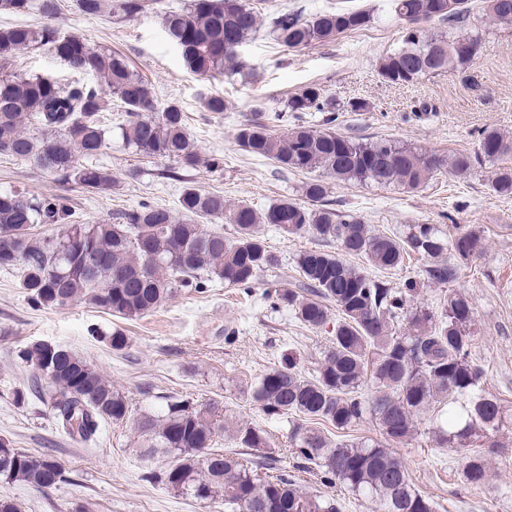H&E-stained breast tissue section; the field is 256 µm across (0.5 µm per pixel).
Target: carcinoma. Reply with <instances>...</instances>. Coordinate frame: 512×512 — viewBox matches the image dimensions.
<instances>
[{
	"instance_id": "obj_1",
	"label": "carcinoma",
	"mask_w": 512,
	"mask_h": 512,
	"mask_svg": "<svg viewBox=\"0 0 512 512\" xmlns=\"http://www.w3.org/2000/svg\"><path fill=\"white\" fill-rule=\"evenodd\" d=\"M466 2L393 0V6L402 19L458 24L469 19ZM75 6L85 15L127 19L155 10L185 66L203 77L248 71L238 49L263 27L279 45L300 50L362 30L370 20L365 11L345 7L309 16L295 10L265 13L252 0H190L180 10L164 8L163 0H76ZM62 7V0H0V15L36 12L48 19ZM482 11L493 22H512V0H484ZM43 47L70 71L92 75L99 83L62 84L12 68L19 53ZM481 50L482 41L473 35L410 28L402 46L383 56L378 73L390 85H409L427 75L464 72ZM114 111L121 113L115 126ZM305 112L335 113L336 101L321 85L309 84L283 108L257 110L236 127L234 140L241 151L279 169L318 173L303 185L311 205L282 199L259 211L245 201L232 203L221 192L189 185L176 213L141 204L123 212L115 224L73 220L55 236H39L33 233L36 225L58 224L73 213L56 197L0 191V268L16 271L20 288L39 307L83 301L113 316L136 319L157 309L179 287L218 281L251 291L264 273L279 266L257 235L260 224L316 237L323 247L296 257L297 288L288 287L285 272L271 283L267 297L287 306L310 329L325 326L329 305H334L331 344L314 379L303 377L291 363L282 365L257 378L252 400L271 419L296 416L289 432L294 457L315 466L322 484L341 485L355 498L376 503L380 512H434L432 501L413 488L406 466L386 446L372 439L334 443L307 421L342 430L369 418L385 441L400 442L415 431V419L438 404L446 410L434 421L432 434L442 447H466L477 432L504 425L501 404L480 392L483 371L471 359L474 309L468 297L451 288L442 291L437 310L414 308L417 282L396 288L386 279L417 255L426 260L423 278L446 285L456 279L461 263L481 253L482 242L471 231L447 240L432 224H412L401 237L374 235L360 217L341 214L329 199L323 175L412 192L427 183L440 160L392 139L314 129L302 122ZM290 118L295 121L290 130L273 133ZM114 128L137 155L169 159L185 168L199 162L182 108L174 102L160 106L152 84L123 56L93 48L48 23L0 24L1 156L32 162L62 183L107 192L116 178L94 159L107 148ZM511 153L512 142L484 130L478 151L453 155L450 167L466 175L485 159ZM490 188L500 197H512V165L498 168ZM205 222L230 224L235 235L230 239L219 230L206 231ZM332 243L338 252L325 250ZM344 253L362 258L376 275L349 265ZM403 321L407 329L396 331L395 324ZM19 358L46 381L56 426L68 437L93 443L103 423L129 419L126 397L73 352L35 343ZM368 385L370 394L364 393ZM226 424L219 407L177 398L167 400L157 414H141V460L148 465L160 453L175 458L164 470L147 469L145 478L200 502L222 495L229 512H341L334 496L307 495L284 472L263 480L236 453L212 450ZM232 440L238 448L268 447L265 431L249 424L236 425ZM463 475L474 487L488 483L486 453L468 452ZM0 476L49 488L62 473L46 456L0 443Z\"/></svg>"
}]
</instances>
